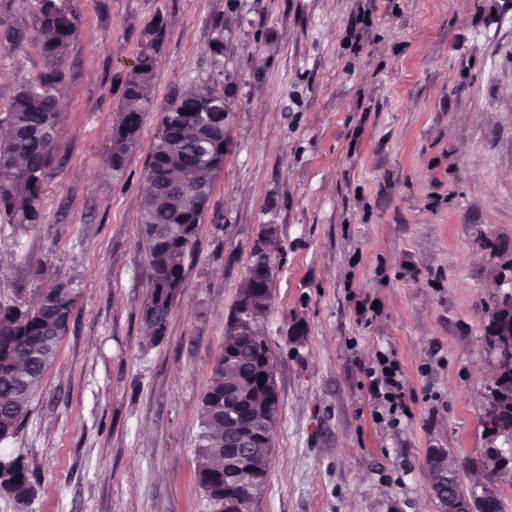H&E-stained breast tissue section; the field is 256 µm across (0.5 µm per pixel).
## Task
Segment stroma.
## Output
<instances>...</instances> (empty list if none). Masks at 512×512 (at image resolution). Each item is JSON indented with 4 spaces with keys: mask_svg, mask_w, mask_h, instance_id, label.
<instances>
[{
    "mask_svg": "<svg viewBox=\"0 0 512 512\" xmlns=\"http://www.w3.org/2000/svg\"><path fill=\"white\" fill-rule=\"evenodd\" d=\"M73 3L78 35L59 64L69 109L40 223L0 213V302L63 279L76 303L21 428L0 441L37 494H0V512H208L194 482L202 399L268 224L283 258L258 328L280 414L250 512H440L429 452L464 465L483 446V302L493 244L512 247V0ZM158 15L153 108L115 177L116 75ZM47 68L33 41L0 46V118ZM220 71L234 78L229 152L148 348L149 152L171 97ZM383 361L408 407L396 425L371 387Z\"/></svg>",
    "mask_w": 512,
    "mask_h": 512,
    "instance_id": "35a3bbf8",
    "label": "stroma"
}]
</instances>
